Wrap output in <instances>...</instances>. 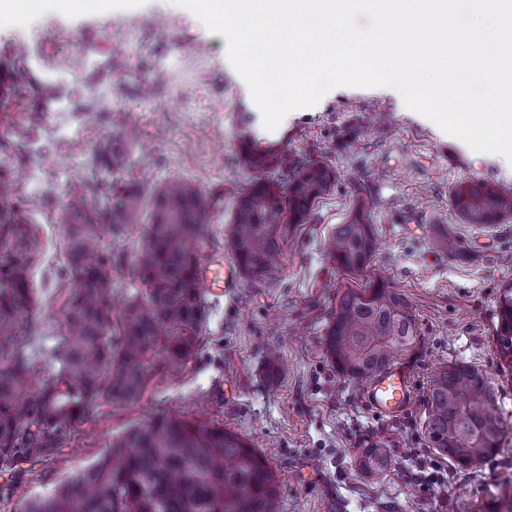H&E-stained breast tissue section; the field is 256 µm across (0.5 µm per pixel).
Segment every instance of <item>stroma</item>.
Here are the masks:
<instances>
[{"label":"stroma","mask_w":512,"mask_h":512,"mask_svg":"<svg viewBox=\"0 0 512 512\" xmlns=\"http://www.w3.org/2000/svg\"><path fill=\"white\" fill-rule=\"evenodd\" d=\"M227 41L173 0H127L102 11L85 0L74 13L38 0L22 14L0 13V176L37 242L31 276L39 302L29 316V350L60 341L73 285L64 274V216L73 192L97 185L96 157L125 139V178L153 188L174 178L216 198L202 259H228L224 227L236 188L253 176L243 162L240 125L255 144L284 139L300 159L325 157L335 188L298 225L268 283L241 282L209 293L210 316L198 358L178 378L153 379L133 404L101 403L50 460L32 466L0 512L52 492L93 462L113 434L155 414L214 422L237 432L275 468L282 512H459L512 480V372L499 371L495 304L512 283V220L484 231L460 223L450 189L479 177L512 190V163L472 151L390 88L341 87L288 114L269 132L245 82L226 58ZM368 188L378 247L371 272L411 303L418 336L401 356L413 389L408 407L384 417L366 406L361 384L343 379L324 346L325 325L350 285L324 240ZM452 226L463 246L437 250L430 228ZM277 350L281 370L269 372ZM465 362L487 371L501 394L500 453L469 470L430 448L427 398L436 371ZM377 438L392 465L368 474L357 455ZM437 472L415 479L417 467Z\"/></svg>","instance_id":"obj_1"}]
</instances>
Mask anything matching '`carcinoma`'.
Here are the masks:
<instances>
[{
  "label": "carcinoma",
  "mask_w": 512,
  "mask_h": 512,
  "mask_svg": "<svg viewBox=\"0 0 512 512\" xmlns=\"http://www.w3.org/2000/svg\"><path fill=\"white\" fill-rule=\"evenodd\" d=\"M234 195L225 241L241 277H270L288 232L308 223L316 202L336 186L324 159L283 154L288 183L266 177L262 165ZM108 188L76 196L67 210L65 271L74 288L64 337L45 361L24 351L22 328L35 304L28 274L34 254L29 230L7 206L11 181L0 178V471L5 490L22 483L25 464L53 457L74 428L104 399L134 403L157 375L181 373L197 356L208 320L199 279V254L210 199L191 181L173 179L146 190L121 180L120 144L100 161ZM451 203L460 219L489 229L512 218V191L475 177L456 185ZM147 225L139 252L128 261L114 250H91L108 229ZM328 258L348 276L362 277L339 297L324 330L330 363L342 377L365 383L415 343L409 301L383 278L369 275L375 229L359 201L325 241ZM130 265L132 288L112 324L113 272ZM499 357L512 367V283L497 302ZM500 398L489 374L451 364L428 395L432 447L459 468L497 455L503 437ZM388 445L362 450L359 467L379 473L390 464ZM24 512H280V485L266 458L242 436L215 423L161 413L112 436L98 458ZM481 512H512V489L500 490Z\"/></svg>",
  "instance_id": "obj_1"
}]
</instances>
